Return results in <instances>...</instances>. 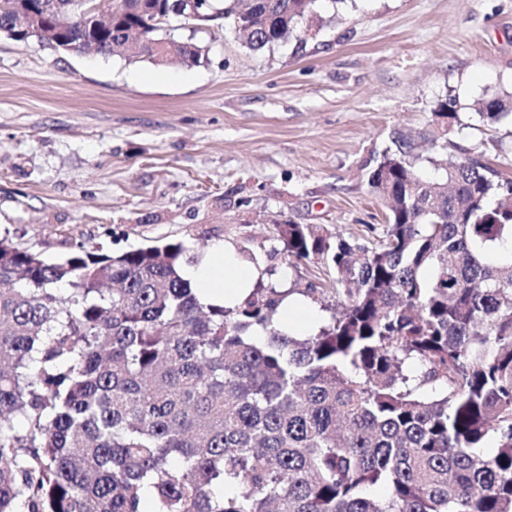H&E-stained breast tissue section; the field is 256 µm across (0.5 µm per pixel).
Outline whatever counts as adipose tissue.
<instances>
[{
    "mask_svg": "<svg viewBox=\"0 0 512 512\" xmlns=\"http://www.w3.org/2000/svg\"><path fill=\"white\" fill-rule=\"evenodd\" d=\"M232 255L231 247L219 244L198 261L183 264L180 274L195 288L201 303L233 302L252 287L256 268L233 261Z\"/></svg>",
    "mask_w": 512,
    "mask_h": 512,
    "instance_id": "1",
    "label": "adipose tissue"
}]
</instances>
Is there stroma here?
Wrapping results in <instances>:
<instances>
[{
  "label": "stroma",
  "mask_w": 512,
  "mask_h": 512,
  "mask_svg": "<svg viewBox=\"0 0 512 512\" xmlns=\"http://www.w3.org/2000/svg\"><path fill=\"white\" fill-rule=\"evenodd\" d=\"M207 61L156 67L0 37V235L47 259L184 242L253 250L289 288L329 285L260 245L277 224L367 242L386 221L364 166L410 133L438 176L445 150L512 176V119L475 105L512 94V0H322L302 39L250 49L200 36ZM460 122L434 144L437 99Z\"/></svg>",
  "instance_id": "1"
}]
</instances>
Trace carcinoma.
I'll use <instances>...</instances> for the list:
<instances>
[{"label": "carcinoma", "instance_id": "1", "mask_svg": "<svg viewBox=\"0 0 512 512\" xmlns=\"http://www.w3.org/2000/svg\"><path fill=\"white\" fill-rule=\"evenodd\" d=\"M320 0H0V35L164 66L204 63L172 19L253 50ZM512 114V96L478 116ZM433 121L448 132L456 103ZM368 169L386 224L350 242L278 224L273 253L328 270L232 306L182 278L180 242L62 258L0 238V512H512V178L452 153L430 179L391 133ZM293 294L329 313L298 339ZM496 446L484 452L485 442Z\"/></svg>", "mask_w": 512, "mask_h": 512}]
</instances>
